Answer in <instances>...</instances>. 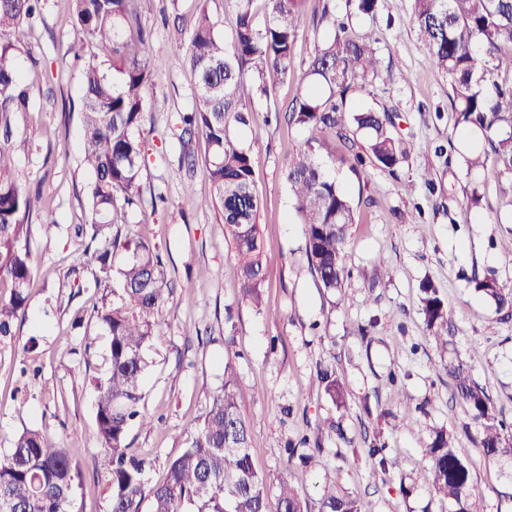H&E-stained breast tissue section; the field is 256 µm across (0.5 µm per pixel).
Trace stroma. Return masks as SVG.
I'll return each instance as SVG.
<instances>
[{"label":"stroma","instance_id":"obj_1","mask_svg":"<svg viewBox=\"0 0 512 512\" xmlns=\"http://www.w3.org/2000/svg\"><path fill=\"white\" fill-rule=\"evenodd\" d=\"M328 3L350 32L373 34L383 63L368 79L369 95L352 94V104L387 109L394 136L410 149L393 171L337 166L355 222L347 231L348 275L336 294L320 288L309 270L304 227L284 177L306 136L284 108L305 91V71L330 34L320 20ZM203 9L217 33L230 37L236 15L225 0H139L149 55L161 70L145 94L141 202L129 212L127 229L159 253L170 287L142 382L152 423L132 426L127 438L146 481H162L169 460L186 448L229 361L247 392L240 411L271 512L291 445L317 460L301 490L310 512L329 493L359 498L365 512H448L447 500L429 488L425 453L439 428L454 434L470 462L477 487L470 512H512V462L481 454L480 427L443 368L450 358L466 361L512 436V313L496 310L475 288L490 269L512 282V181L490 169L471 185L456 152L461 133L448 79L426 56L412 0H379L371 16L347 15L345 0H308L291 75L270 95H251L253 117L236 135L255 158L265 274L259 307L243 295L222 216L211 203L203 142L195 144L194 164L179 160L176 119L195 104L196 78L185 51L173 50L170 30L176 22L191 33ZM79 44L69 0H44L30 54L19 59L32 105L14 152L20 182L41 187L45 209L30 220L36 268L26 316L14 336L0 341V454L26 427L50 444L77 448L81 485L73 510L109 512L111 476L94 422V380L106 369L107 338L90 311L111 288L84 264L75 234L89 217L91 181L81 162V70L70 52ZM474 188L482 196L476 210L467 206ZM158 196L165 204L155 205ZM426 281L448 305L444 349L421 311ZM31 356L40 371L22 374ZM322 368L342 382L343 405L326 393ZM408 413L416 422L406 427L401 418ZM379 442L399 464L375 474L369 450Z\"/></svg>","mask_w":512,"mask_h":512}]
</instances>
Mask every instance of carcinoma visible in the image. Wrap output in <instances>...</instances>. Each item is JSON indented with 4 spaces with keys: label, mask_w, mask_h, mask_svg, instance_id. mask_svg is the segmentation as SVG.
<instances>
[{
    "label": "carcinoma",
    "mask_w": 512,
    "mask_h": 512,
    "mask_svg": "<svg viewBox=\"0 0 512 512\" xmlns=\"http://www.w3.org/2000/svg\"><path fill=\"white\" fill-rule=\"evenodd\" d=\"M41 0H0V337L14 335L24 315L33 273L29 217L43 208L39 191L18 180L13 140L30 110L29 87L18 57L31 40L25 26ZM81 40L104 52L92 53L82 68V162L91 174L90 224L77 227L95 250L85 247L86 263L112 278V299L93 308L91 317L108 336L106 373L96 379L95 418L111 473V512H268L267 481L251 461L249 431L240 412L244 391L232 362L224 364V387L213 396L195 435L168 463L165 479L145 483L143 463L129 452L131 425L150 424L141 410L142 379L150 365L147 352L158 336L167 282L160 256L147 242L121 234L128 210L140 204L139 176L145 159L141 126L144 100L157 64L148 54L140 22L139 0H71ZM269 12L258 27L253 0H227L236 12L230 42L201 13L191 35L187 63L197 75L196 107L179 114L180 161L192 157L194 137L204 139V163L214 199L238 262L244 296L262 302L264 270L258 227L259 194L253 180L254 157L233 129L249 123L252 109L243 95L247 80L269 95L288 78L294 43L301 32L306 0H267ZM414 20L429 62L448 76L451 110L464 135L462 148L473 183L487 169L512 177V80L499 79L495 60L512 48V0H413ZM381 60L371 37H354L335 24L333 36L318 46L308 65L309 86L286 108L288 121L307 137L288 164L285 180L298 223L304 225L306 255L319 286L342 288L346 276L347 226L354 222L350 197L336 183L330 164L368 158L395 170L408 150L390 131L389 114L372 107H350V94L378 74ZM365 136L366 156L353 152L348 127ZM343 152L324 160L328 140ZM125 262L115 268L112 258ZM478 290L499 310L512 309V285L490 273ZM427 327L448 325V306L438 289L422 287ZM448 378L481 425L478 447L488 459L512 460V442L502 439L499 421L483 387L461 359L446 366ZM320 380L333 402L343 399L338 379ZM432 461V491L448 499L455 512H468L476 487L470 463L445 430L435 431L426 448ZM78 449L48 444L41 433L25 428L0 457V512H73L79 482ZM314 456H301L302 467L279 485L278 512H305L298 485ZM318 512H362L348 495L324 497Z\"/></svg>",
    "instance_id": "obj_1"
}]
</instances>
